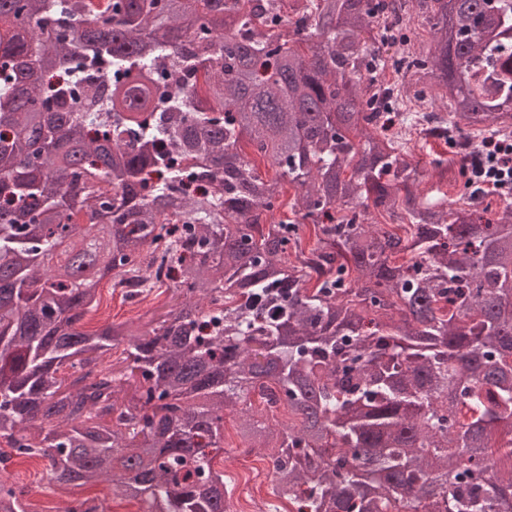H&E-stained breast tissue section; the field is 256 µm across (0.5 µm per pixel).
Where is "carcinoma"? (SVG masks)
I'll use <instances>...</instances> for the list:
<instances>
[{"label": "carcinoma", "instance_id": "obj_1", "mask_svg": "<svg viewBox=\"0 0 512 512\" xmlns=\"http://www.w3.org/2000/svg\"><path fill=\"white\" fill-rule=\"evenodd\" d=\"M410 3L432 39L391 84ZM504 35L512 0H0V463L230 512L238 409L288 512H512V202L412 191L411 117L384 103L512 126ZM285 181L293 218L269 220ZM108 275L175 303L89 332ZM255 391L298 423L249 413ZM22 496L0 480V512Z\"/></svg>", "mask_w": 512, "mask_h": 512}]
</instances>
